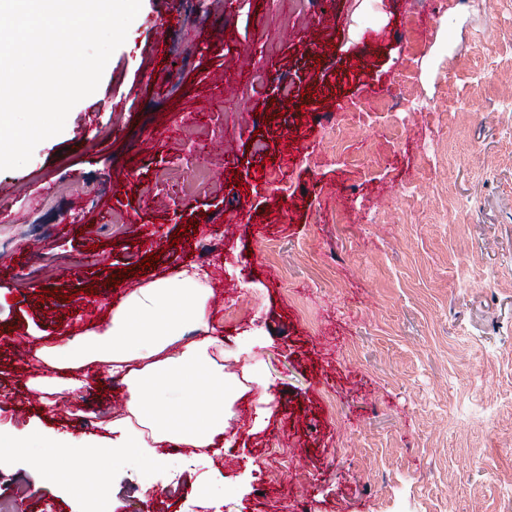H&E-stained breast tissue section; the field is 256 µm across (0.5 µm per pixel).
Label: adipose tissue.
Instances as JSON below:
<instances>
[{
    "label": "adipose tissue",
    "instance_id": "ef3b65f1",
    "mask_svg": "<svg viewBox=\"0 0 512 512\" xmlns=\"http://www.w3.org/2000/svg\"><path fill=\"white\" fill-rule=\"evenodd\" d=\"M206 271L191 267L128 294L121 307L80 336L43 346L37 358L53 369L35 381L43 403L59 389L89 385L88 372L103 367L126 388V412L102 422L105 438L90 439L79 455L60 434L42 438L43 451L30 461L34 474L51 472L72 492L83 489L94 464L136 454L164 466L170 449L224 448L232 407L250 387H265L253 371L224 369V340L210 333ZM70 456L67 468L57 461Z\"/></svg>",
    "mask_w": 512,
    "mask_h": 512
}]
</instances>
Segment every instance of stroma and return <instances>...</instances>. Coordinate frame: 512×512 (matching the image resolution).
Returning a JSON list of instances; mask_svg holds the SVG:
<instances>
[{
  "instance_id": "1",
  "label": "stroma",
  "mask_w": 512,
  "mask_h": 512,
  "mask_svg": "<svg viewBox=\"0 0 512 512\" xmlns=\"http://www.w3.org/2000/svg\"><path fill=\"white\" fill-rule=\"evenodd\" d=\"M246 48L264 81H226ZM510 98L512 0H142L63 131L0 170V431L27 435L0 447V494L15 512H512ZM189 111L219 137L177 134ZM195 166L208 188L172 180ZM190 264L226 371L268 383L234 404L232 446L171 457L151 510L134 454L100 498L41 481V435L80 450L120 383L99 372L45 411L36 349L91 329L123 271Z\"/></svg>"
}]
</instances>
